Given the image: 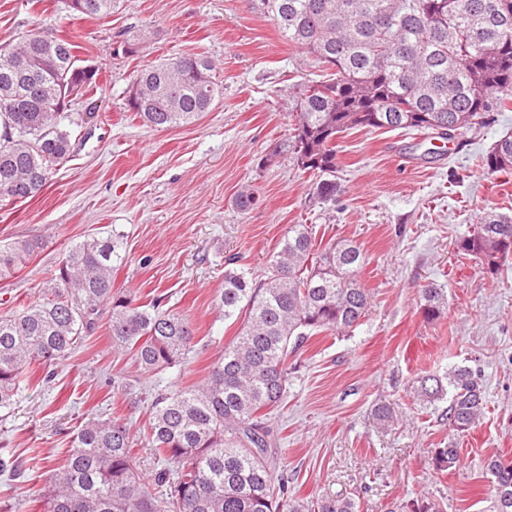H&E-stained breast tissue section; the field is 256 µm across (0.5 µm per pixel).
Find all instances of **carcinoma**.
Listing matches in <instances>:
<instances>
[{
	"label": "carcinoma",
	"mask_w": 512,
	"mask_h": 512,
	"mask_svg": "<svg viewBox=\"0 0 512 512\" xmlns=\"http://www.w3.org/2000/svg\"><path fill=\"white\" fill-rule=\"evenodd\" d=\"M121 0H83L80 15L104 19ZM251 12L273 22L279 36L329 70L296 89L291 137L271 156L285 154L314 180L318 198L336 194V138L355 129H412L441 137L467 130L488 112L512 109V0H249ZM154 32L134 29L116 41L114 54L137 57ZM77 46L52 31L0 44V203L14 204L50 185L68 158L65 90L85 96L99 70L80 65ZM30 59L19 79L12 66ZM204 54L160 58L136 70L148 105L128 110L155 129L188 124L224 97ZM489 175L512 171V135L482 157ZM40 248L38 241L0 245V281L13 277ZM120 237H89L67 251L38 298L0 316V409L8 410L23 375L34 366L56 367L100 323L112 344L145 373L181 365L193 351L194 329L158 296L142 303L113 288L124 263ZM458 250L489 272L512 254V216L487 211ZM365 263L360 246L346 242L317 255L305 224H293L268 261V274L252 277L242 257L225 260L224 288L214 302L240 330L194 386L157 393L147 403V441L158 459L152 480L166 488L152 495L136 470L131 426L119 418L91 419L78 427L62 466L52 470L42 495L44 512H359L351 498L308 500L274 474L267 457L268 419L283 402L288 355L312 333L352 332L366 317L370 293L358 284ZM421 313L442 319L448 298L440 288L420 289ZM422 405L448 400L450 430L473 428L485 409L480 371L456 366L427 373L412 385ZM455 441L434 450L436 470L458 465ZM493 512H512V463L485 462Z\"/></svg>",
	"instance_id": "cac0c4a2"
}]
</instances>
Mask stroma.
Instances as JSON below:
<instances>
[{"label":"stroma","mask_w":512,"mask_h":512,"mask_svg":"<svg viewBox=\"0 0 512 512\" xmlns=\"http://www.w3.org/2000/svg\"><path fill=\"white\" fill-rule=\"evenodd\" d=\"M150 25L155 38L140 56L114 55L117 35ZM55 32L99 69L90 99L69 112L72 153L50 186L0 209V244L39 240L15 278L0 281V315L38 295L49 270L89 235H124L126 263L116 290L142 300L168 298L195 330L196 346L181 367L141 373L113 348L106 329L88 336L42 383L32 373L9 414L0 413V459L17 462L16 480L0 476V512H43L34 491L47 487L79 424L127 419L136 467L150 477L155 451L143 427L142 395L200 383L240 324L219 317L215 292L224 260L239 254L263 276L290 225L312 227L328 247L361 245L360 284L372 295L361 324L346 335L312 336L288 359V394L271 418L277 473L304 497L354 498L359 512H399L413 498L443 512H487L490 456L512 461V255L497 273L457 252L490 209L512 214V172L487 175L481 157L512 133V111L452 139L412 130L346 131L336 142V195L321 201L289 156L260 160L288 138L294 86L323 71L284 43L273 23L250 13L246 0H123L105 19L73 14L68 0H0V43L32 29ZM202 53L217 66L224 100L198 121L149 128L124 109L138 66L163 55ZM258 189L240 211L234 198ZM432 284L448 297V314L426 322L420 290ZM462 365L480 371L486 408L478 424L450 438L446 402L423 408L411 385L425 372ZM132 380L131 391L116 386ZM394 410L383 426L376 404ZM456 440L458 466L444 473L434 449Z\"/></svg>","instance_id":"35a3bbf8"}]
</instances>
